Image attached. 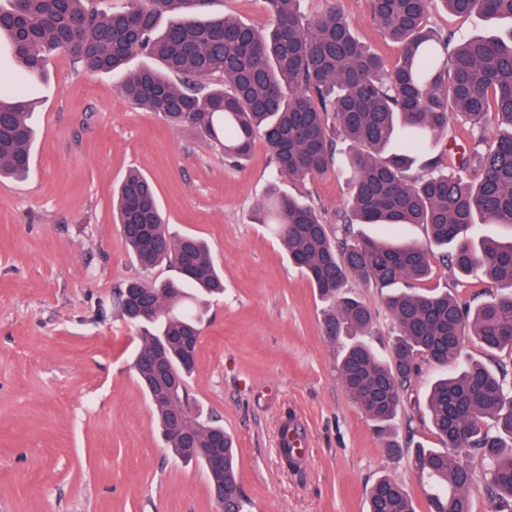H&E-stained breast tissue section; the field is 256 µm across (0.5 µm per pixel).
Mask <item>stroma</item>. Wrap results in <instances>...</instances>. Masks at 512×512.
I'll return each mask as SVG.
<instances>
[{
    "label": "stroma",
    "instance_id": "obj_1",
    "mask_svg": "<svg viewBox=\"0 0 512 512\" xmlns=\"http://www.w3.org/2000/svg\"><path fill=\"white\" fill-rule=\"evenodd\" d=\"M358 36L386 61L399 56L368 0H341ZM430 24L466 39L489 34L474 13L432 7ZM29 177L0 183V512H216L201 467L165 448L136 381L142 334L115 303L125 281L171 277L141 270L112 222V193L132 169L155 184L172 231L208 244L224 295L203 324L190 391L238 449L246 512H367L388 475L428 512L408 458L389 456L372 421L338 378L340 345L324 334L322 303L279 238L254 221L270 184L315 205L326 223L348 201L345 173L298 183L278 177L263 138L244 167L159 115L130 104L111 75L52 56L33 85ZM424 288L488 299L511 287L462 278L434 262ZM373 312L369 338L387 353L396 336L384 290L351 280ZM439 366L424 364L395 422L399 442L438 447L424 394ZM291 419L309 457L287 468L279 430Z\"/></svg>",
    "mask_w": 512,
    "mask_h": 512
}]
</instances>
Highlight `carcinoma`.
Returning a JSON list of instances; mask_svg holds the SVG:
<instances>
[{
    "instance_id": "cac0c4a2",
    "label": "carcinoma",
    "mask_w": 512,
    "mask_h": 512,
    "mask_svg": "<svg viewBox=\"0 0 512 512\" xmlns=\"http://www.w3.org/2000/svg\"><path fill=\"white\" fill-rule=\"evenodd\" d=\"M212 0H138L131 9L103 12L94 0H7L0 5V45L18 70L0 72V178H24L31 165L30 78L49 56L64 53L85 69L110 73L132 105L160 114L220 147L239 167L260 133L277 172L306 182L335 164L336 137L350 142L347 206L336 231L297 197L268 190L255 209L325 303L331 342L349 338L338 363L353 403L392 435L412 379L425 362L448 361L426 398V416L442 447L387 445L405 455L426 493L428 512H474L481 488L489 512H512V291L474 305L448 291L419 292L431 274V247L461 276L479 270L512 286V240L478 236L477 224L512 226V29L454 41L428 25L432 0H369L380 30L400 46L387 65L353 33L339 3L310 21L300 0H265L272 27L262 32L234 17L208 18ZM454 14L478 12L512 21V0H442ZM137 55L153 65L127 68ZM470 126L468 149L443 148L421 174L416 156L433 151L453 117ZM497 122L487 145L489 116ZM114 223L133 260L148 271L166 265L176 278L132 280L116 300L139 321L140 305L156 312L141 336L134 368L156 428L173 453L207 469L224 457V502L219 512H243L236 448L218 421L192 404L193 336L200 340V296L224 293V277L199 237L170 231L152 182L136 170L112 201ZM352 224H381L385 238H350ZM402 224H419L429 245L402 242ZM388 290L386 307L397 327L387 356L362 340L372 311L346 290L349 279ZM171 341L167 377L150 379L142 359L161 338ZM472 339L488 352L508 351L494 367L465 357ZM186 414L187 433H168L171 416ZM368 512H416L397 480L382 476L371 488Z\"/></svg>"
}]
</instances>
